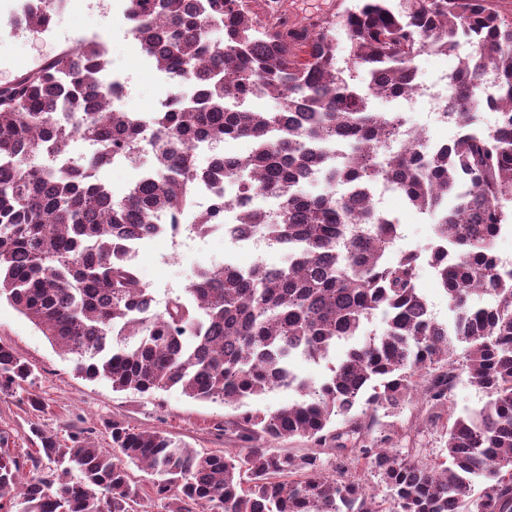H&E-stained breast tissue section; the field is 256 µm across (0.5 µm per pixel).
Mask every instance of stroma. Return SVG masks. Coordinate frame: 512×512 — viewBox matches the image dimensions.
Listing matches in <instances>:
<instances>
[{
	"instance_id": "1",
	"label": "stroma",
	"mask_w": 512,
	"mask_h": 512,
	"mask_svg": "<svg viewBox=\"0 0 512 512\" xmlns=\"http://www.w3.org/2000/svg\"><path fill=\"white\" fill-rule=\"evenodd\" d=\"M16 9L17 0H0V84L35 68L42 59L64 47L98 36L109 46V59L124 67L132 78L123 110L155 111L159 100L168 93L169 87L160 74L120 35L119 21L111 6H91L86 0H73L69 8L55 13L50 30L38 36L13 28ZM380 208L398 219L400 245L411 249L431 243L434 217L418 212L405 196L387 197ZM257 260L279 266L285 261V252L277 247H241L218 233L176 243L161 236L143 245L136 268L142 284L161 302L168 293L184 288L199 266L233 262L245 267ZM0 340L10 343L30 362L34 379L28 391L45 403L43 411L35 412L22 403L20 396L0 394V429L8 433L10 447L17 449L39 448V441L30 431L34 424L60 437L66 436L74 424L93 430L97 440L104 444L108 441L107 428L115 421L142 430L166 432L201 451L239 448L243 442L233 423L237 412L264 414L296 398L293 391L277 388L234 408L189 398L176 386L151 396L116 392L107 382L77 377L67 356L5 302L0 303ZM390 423L401 434L404 447L419 449L426 462L440 459L446 429L441 424H418L415 404L406 405Z\"/></svg>"
}]
</instances>
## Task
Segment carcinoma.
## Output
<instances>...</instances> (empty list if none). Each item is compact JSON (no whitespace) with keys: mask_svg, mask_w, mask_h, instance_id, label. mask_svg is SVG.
<instances>
[{"mask_svg":"<svg viewBox=\"0 0 512 512\" xmlns=\"http://www.w3.org/2000/svg\"><path fill=\"white\" fill-rule=\"evenodd\" d=\"M51 2L23 7L19 24L49 30ZM126 14L141 53L196 94H170L147 123L112 111L99 38L0 85V300L69 356L77 376L114 391L178 386L227 406L280 387L299 398L239 415L249 446L235 452H201L116 421L106 447L81 429L61 440L35 427L41 447L28 452L0 431V512H132L143 500L132 464L153 476L158 512H512V267L495 252L512 231V19L490 0H354L305 25L288 24L283 0H126ZM338 28L349 69L375 79L365 91L336 72ZM461 43L469 55L448 75L456 136L443 148L418 139L383 153L399 115L374 111L370 97L407 93L421 53ZM487 67L507 92L499 102L481 95ZM260 88L274 110L225 111ZM488 109L496 122L483 129L476 117ZM197 137L246 140L252 151L208 167ZM79 139L96 145L84 167L34 162ZM334 142L348 156L336 168ZM139 147L155 163L118 196L96 171ZM317 168L349 192H306ZM203 175L229 180L242 203L255 194L277 202L276 223L254 206L239 228L286 250L288 262L201 267L160 307L126 251L165 231L161 217L186 207ZM379 179L436 218L428 247L388 259L400 233L370 195ZM225 207L221 196L194 230H215ZM423 260L448 297L446 322L417 287ZM379 312L383 327L367 332ZM349 341L329 377L294 372L296 359L316 362ZM463 373L485 402L457 415L450 400ZM32 376L0 341V392ZM407 402L426 424L446 421L440 462L396 449L381 418ZM295 436L336 449L339 463L330 471L315 454L272 446ZM360 467L379 475L383 498L353 475Z\"/></svg>","mask_w":512,"mask_h":512,"instance_id":"cac0c4a2","label":"carcinoma"}]
</instances>
